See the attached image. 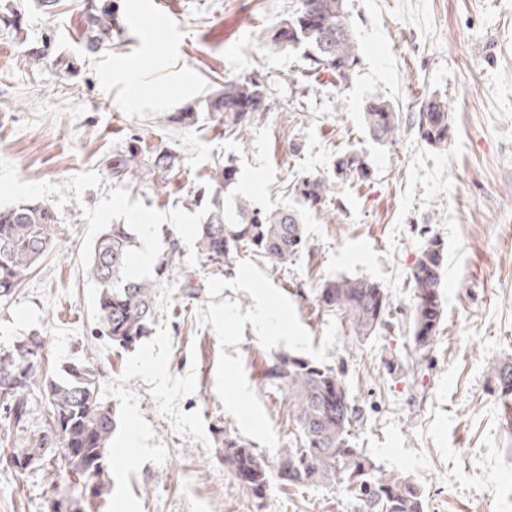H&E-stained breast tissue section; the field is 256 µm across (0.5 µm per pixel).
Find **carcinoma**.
<instances>
[{
    "label": "carcinoma",
    "instance_id": "1",
    "mask_svg": "<svg viewBox=\"0 0 512 512\" xmlns=\"http://www.w3.org/2000/svg\"><path fill=\"white\" fill-rule=\"evenodd\" d=\"M83 48L88 54L112 48L125 31L120 0H83ZM35 61L51 60L60 72L77 69L73 57L54 53L50 41L28 43V34L14 0H0V30ZM269 44L274 50L304 49L308 70L329 72L336 85L349 82L359 63L345 0H298L297 8L273 30ZM270 92L259 76H244L224 82V89L170 116V121L193 125L209 114L224 124V131L240 133L252 126L270 108ZM400 116L381 97L363 106V123L377 141L392 139L399 130ZM422 139L431 146L448 142V100L425 101L418 117ZM141 152L130 147L114 156L105 170L114 179L132 167ZM179 155L167 145H158L147 156L151 175L169 176L178 166ZM367 173L361 156L351 151L336 160L332 174L302 180L300 194L309 208L322 211L331 205L336 181ZM232 160L215 164L207 186L203 220L195 228L200 254L215 263H229L241 253L286 264L307 249L300 214L290 208L264 211L237 197L235 217L226 215L224 193L236 184ZM58 219L53 209L40 202L19 201L0 208V300L8 299L22 279L52 248ZM134 237L123 224H111L97 237L86 275L98 283L94 317L97 335L128 349L149 335L155 317L156 283L135 280L127 270L133 259ZM445 267V245L437 237L422 249L410 273L414 293L413 341L418 352L428 351L444 320L441 288ZM318 307L335 315L360 339L386 329L391 305L386 289L359 278L338 277L323 283L316 295ZM45 341L28 336L0 353V430L12 438L14 448L6 463L15 471L42 470L61 465L81 487L83 500L102 499L111 491L105 459L112 448L116 421L98 384V369L83 362L68 368L58 382L45 380L42 397L50 410L48 433H29L33 416L30 388L37 375ZM501 415L512 425V361L492 367ZM265 387L285 395L288 421L295 440L284 449L274 470L232 432L218 431L223 445L224 468L255 499H263L272 482L281 488L304 486L342 487L364 505L365 512H425L424 496L409 477L385 475L362 450L351 443L353 403L349 390L335 369L307 358L282 352L266 362L262 372Z\"/></svg>",
    "mask_w": 512,
    "mask_h": 512
}]
</instances>
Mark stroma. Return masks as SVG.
<instances>
[{
	"label": "stroma",
	"mask_w": 512,
	"mask_h": 512,
	"mask_svg": "<svg viewBox=\"0 0 512 512\" xmlns=\"http://www.w3.org/2000/svg\"><path fill=\"white\" fill-rule=\"evenodd\" d=\"M30 39L53 31L59 51L84 57L77 75L34 62L0 32V206L49 204L57 241L0 302V352L43 336L39 378L62 379L94 362L118 418L106 458L108 512H362L339 487L272 485L249 499L224 467L226 428L275 465L291 445L282 394L261 382L266 361L293 352L336 369L354 398L351 442L384 473L411 476L426 512H512V427L504 425L490 368L512 359V0H346L360 62L349 83L304 71L299 52L271 49V32L297 0H121L118 45L83 53L81 2L49 16L33 0ZM126 71L112 81L109 69ZM257 73L271 108L243 135L170 115ZM400 114L393 141L362 121L367 98ZM447 98L448 143L428 146L421 102ZM163 142L180 167L166 180L137 168L115 180L106 158L131 137ZM357 151L369 175L337 182L327 211L305 208L306 177ZM232 159L236 196L257 207L302 210L307 250L283 266L249 254L217 266L198 254L203 218L193 194L217 160ZM149 218L151 241L140 236ZM125 224L153 262H169L154 331L123 350L95 333L98 285L85 274L93 241ZM445 245V317L429 352L416 351L410 272L430 237ZM249 283H242V275ZM340 276L386 288V330L360 341L319 310L321 284ZM266 294L292 340L273 342L252 322ZM158 361L153 375L149 361ZM249 395L233 405L237 391ZM137 448H129V439ZM0 441V512H48L46 493L79 499L66 470L20 473Z\"/></svg>",
	"instance_id": "35a3bbf8"
}]
</instances>
